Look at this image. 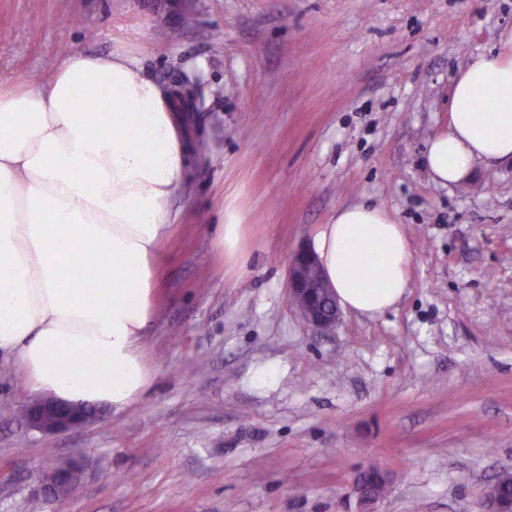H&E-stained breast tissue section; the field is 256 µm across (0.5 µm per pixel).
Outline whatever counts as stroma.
<instances>
[{
  "mask_svg": "<svg viewBox=\"0 0 512 512\" xmlns=\"http://www.w3.org/2000/svg\"><path fill=\"white\" fill-rule=\"evenodd\" d=\"M189 2L0 0L1 86L119 51L202 88L183 109L192 174L161 245L153 384L43 434L1 357L0 512H31L38 473L71 460L82 484L41 512H355L370 467L389 478L376 512H484L512 466V161L447 187L424 154L456 75L512 35V0ZM361 202L403 224L409 287L321 334L291 302L288 260ZM230 205L236 261L218 238Z\"/></svg>",
  "mask_w": 512,
  "mask_h": 512,
  "instance_id": "1",
  "label": "stroma"
}]
</instances>
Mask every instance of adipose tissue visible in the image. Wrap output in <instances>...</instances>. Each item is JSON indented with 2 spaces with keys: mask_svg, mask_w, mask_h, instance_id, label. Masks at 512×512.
I'll return each instance as SVG.
<instances>
[{
  "mask_svg": "<svg viewBox=\"0 0 512 512\" xmlns=\"http://www.w3.org/2000/svg\"><path fill=\"white\" fill-rule=\"evenodd\" d=\"M88 89L106 113L76 114ZM190 155L186 116L135 55L74 52L48 82L0 90V353L31 392L120 411L147 391L158 248ZM510 160L512 36L456 77L425 166L448 186ZM310 248L344 310L383 315L409 286L411 243L378 205L337 209Z\"/></svg>",
  "mask_w": 512,
  "mask_h": 512,
  "instance_id": "1",
  "label": "adipose tissue"
}]
</instances>
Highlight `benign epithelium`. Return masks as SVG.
Instances as JSON below:
<instances>
[{
    "label": "benign epithelium",
    "mask_w": 512,
    "mask_h": 512,
    "mask_svg": "<svg viewBox=\"0 0 512 512\" xmlns=\"http://www.w3.org/2000/svg\"><path fill=\"white\" fill-rule=\"evenodd\" d=\"M315 266L317 261L309 250H297L288 262V293L309 325L320 331H330L340 321L341 311L325 281L310 279L309 270ZM91 418L92 412L55 399L35 400L25 408L29 425L45 434L83 425ZM381 483H388V478L377 468L365 469L357 475L352 487L357 512H375L377 500L371 498L370 492L374 485Z\"/></svg>",
    "instance_id": "7a95c632"
}]
</instances>
